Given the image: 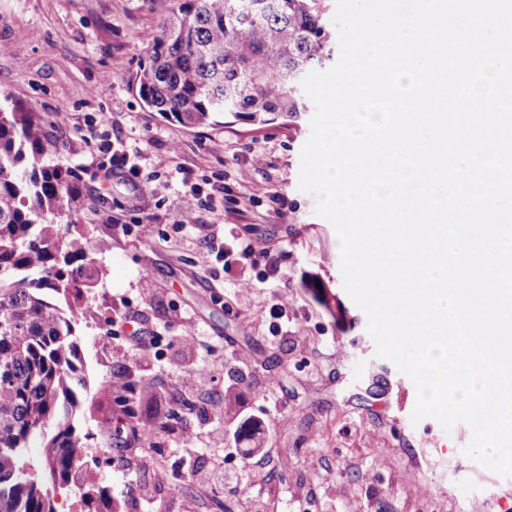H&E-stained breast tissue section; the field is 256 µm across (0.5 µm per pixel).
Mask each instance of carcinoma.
Wrapping results in <instances>:
<instances>
[{
  "label": "carcinoma",
  "mask_w": 512,
  "mask_h": 512,
  "mask_svg": "<svg viewBox=\"0 0 512 512\" xmlns=\"http://www.w3.org/2000/svg\"><path fill=\"white\" fill-rule=\"evenodd\" d=\"M333 52L324 0H178L133 85L184 127L219 115L253 125L307 111L301 80ZM56 143L29 112L0 108V512H56L51 489H98L84 462L92 435L74 425L86 382L75 327L99 280L89 242L57 219L76 201ZM44 442L41 472L26 460Z\"/></svg>",
  "instance_id": "carcinoma-1"
}]
</instances>
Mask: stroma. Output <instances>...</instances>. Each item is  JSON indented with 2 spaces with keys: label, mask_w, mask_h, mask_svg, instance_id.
<instances>
[{
  "label": "stroma",
  "mask_w": 512,
  "mask_h": 512,
  "mask_svg": "<svg viewBox=\"0 0 512 512\" xmlns=\"http://www.w3.org/2000/svg\"><path fill=\"white\" fill-rule=\"evenodd\" d=\"M175 6L0 0V104L32 113L57 143L52 164L79 172L70 219L108 270L76 329L86 390L75 425L92 433L86 461L119 512H240L260 491L277 512H512V477L464 455L469 427L412 423L414 383L376 357L343 288L336 232L299 188L311 113L186 128L138 97L149 39ZM118 138L137 178L112 168L104 146ZM204 183L223 195L195 193ZM186 209L196 221L184 226ZM141 224L153 225L150 237ZM230 232L273 244L277 273L256 266L240 289V265L211 249ZM283 298L287 331L276 336L269 309ZM119 313L154 338L138 356L115 331ZM182 370L205 377L206 390L176 385ZM116 372L154 385L138 421L123 418ZM247 417L266 426L259 476L235 493L199 487L193 469L240 467L224 450ZM158 467L168 482H156Z\"/></svg>",
  "instance_id": "35a3bbf8"
}]
</instances>
